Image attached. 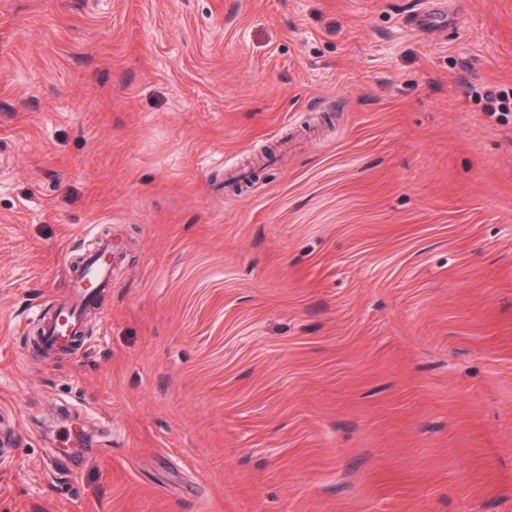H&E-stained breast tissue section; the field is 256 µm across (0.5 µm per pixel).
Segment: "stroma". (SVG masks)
Masks as SVG:
<instances>
[{
    "label": "stroma",
    "mask_w": 512,
    "mask_h": 512,
    "mask_svg": "<svg viewBox=\"0 0 512 512\" xmlns=\"http://www.w3.org/2000/svg\"><path fill=\"white\" fill-rule=\"evenodd\" d=\"M422 9L0 0V512H512V0ZM110 252L112 239L103 242L98 251L86 260L80 274L69 280V296L56 308L62 321H44L40 337L49 356L68 352L75 346L82 334L81 309L96 303L102 292L112 288V266L103 259Z\"/></svg>",
    "instance_id": "stroma-1"
}]
</instances>
